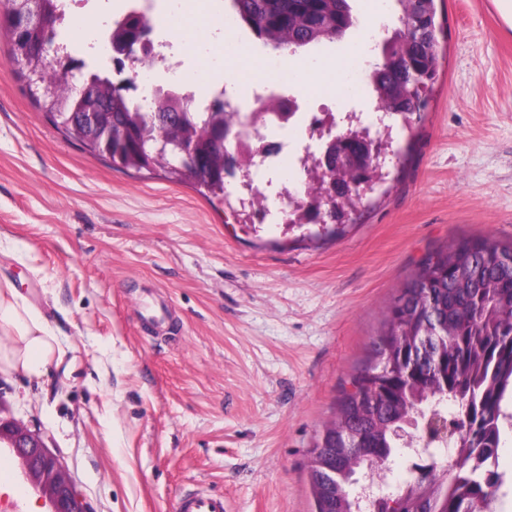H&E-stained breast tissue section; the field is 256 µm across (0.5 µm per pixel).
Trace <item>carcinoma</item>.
Wrapping results in <instances>:
<instances>
[{
	"mask_svg": "<svg viewBox=\"0 0 512 512\" xmlns=\"http://www.w3.org/2000/svg\"><path fill=\"white\" fill-rule=\"evenodd\" d=\"M397 26L385 39L382 62L369 82L377 101L389 111L421 110L414 98L417 82L430 90L442 67V23L436 0H395ZM236 18L265 45L298 48L342 39L356 20L348 0H232ZM25 5L50 20V26L10 40V59L21 75L38 69L44 49L57 45L55 11L59 0H0V27ZM150 31L149 18H131L112 26V45L132 42L131 66L141 62L137 48ZM55 87L46 97L29 91L50 121L89 152L117 169L153 171L141 140L148 136L195 144L194 173L168 170L211 198L225 197L229 164L223 100L201 108L192 98L159 92L146 110L126 90L98 71L87 77L103 85L112 121L91 129L85 103L62 75L47 71ZM425 350L429 358L412 361ZM411 428L428 445L433 463L408 482L415 492L374 498V512H497L502 475L498 450L512 433V241L460 238L429 253L388 307L368 361L352 373L340 391L333 418L319 430L309 450L308 475L313 512H360L359 478L381 469L401 447L398 431ZM453 443L451 476L437 452Z\"/></svg>",
	"mask_w": 512,
	"mask_h": 512,
	"instance_id": "obj_1",
	"label": "carcinoma"
}]
</instances>
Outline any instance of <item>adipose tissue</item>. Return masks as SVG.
Here are the masks:
<instances>
[{
  "instance_id": "1",
  "label": "adipose tissue",
  "mask_w": 512,
  "mask_h": 512,
  "mask_svg": "<svg viewBox=\"0 0 512 512\" xmlns=\"http://www.w3.org/2000/svg\"><path fill=\"white\" fill-rule=\"evenodd\" d=\"M224 81L230 88L242 84L245 76L259 77L276 73L275 65L248 45L225 38ZM345 64L330 59L318 65L303 64L295 70L296 85L306 95L321 91H339ZM0 369L23 372L28 378H40L47 365L60 358L61 351L54 332L42 311L30 304L7 277L0 276Z\"/></svg>"
}]
</instances>
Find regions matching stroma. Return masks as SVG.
Wrapping results in <instances>:
<instances>
[{"label": "stroma", "instance_id": "stroma-1", "mask_svg": "<svg viewBox=\"0 0 512 512\" xmlns=\"http://www.w3.org/2000/svg\"><path fill=\"white\" fill-rule=\"evenodd\" d=\"M130 0H81L74 40ZM443 70L421 114H387L382 183L335 231L256 219L68 140L0 33V273L64 352L42 381L0 372L9 417L39 430L92 512H311L308 451L419 261L460 237L512 241V0H440ZM186 71L224 54L174 32ZM168 303L154 332L140 299ZM226 512L224 496L207 491L183 495L176 512Z\"/></svg>", "mask_w": 512, "mask_h": 512}]
</instances>
